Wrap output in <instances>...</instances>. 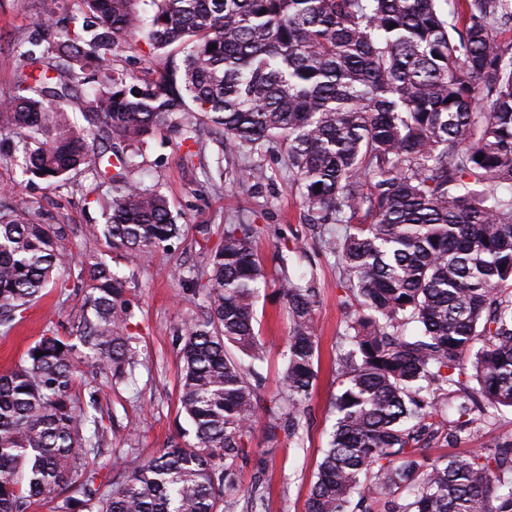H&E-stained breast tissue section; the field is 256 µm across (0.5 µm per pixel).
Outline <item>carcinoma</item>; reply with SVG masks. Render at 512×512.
<instances>
[{
	"label": "carcinoma",
	"instance_id": "cac0c4a2",
	"mask_svg": "<svg viewBox=\"0 0 512 512\" xmlns=\"http://www.w3.org/2000/svg\"><path fill=\"white\" fill-rule=\"evenodd\" d=\"M0 96V159L62 187L109 185L104 233L149 255L180 227L160 190L131 182L165 131L199 156L200 125L270 179L263 153L285 146L288 181L328 239L355 300L340 337L330 440L307 512H512V437L430 460L512 410V0H42ZM145 37L166 56L134 79L119 45ZM76 104L93 120L70 118ZM483 159L478 161L476 156ZM260 227L224 225L202 292L208 312L181 335L179 403L195 443H175L120 483L85 461L104 425L74 398V354L116 382L138 364L127 277L86 268L92 315L73 344L50 330L0 374V512H223L238 493L254 424L295 443L316 381V292L282 261L287 398L261 399L245 359L264 357L256 302L267 273ZM62 228L33 205L0 203V327L65 264ZM234 347L239 356L228 353ZM43 355H37V352ZM93 426V436L87 435Z\"/></svg>",
	"mask_w": 512,
	"mask_h": 512
}]
</instances>
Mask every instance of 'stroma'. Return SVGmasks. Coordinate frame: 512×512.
Listing matches in <instances>:
<instances>
[{
	"mask_svg": "<svg viewBox=\"0 0 512 512\" xmlns=\"http://www.w3.org/2000/svg\"><path fill=\"white\" fill-rule=\"evenodd\" d=\"M40 11L41 0H0V91L10 86L15 49L32 30ZM199 136L203 168L187 166L183 149L169 135L150 140L138 167L129 174L130 181L158 187L181 216L179 237L148 257L113 250L103 236L105 218L96 198L107 190L94 188L91 176L55 189L40 181L27 182L18 167L0 163V189L8 191L13 205L37 202L47 223L62 226L69 254L68 264L59 272L62 285H49L9 332H0V373L14 368L47 327L62 336L75 334L86 311L89 286L82 264L88 257H101L112 269L130 277L128 297L142 351L132 381L114 384L86 366L74 387L83 401L96 394L106 427L98 452L87 459L88 468L108 463L112 478H120L169 445L183 442L188 423L178 401L183 366L179 336L186 323L206 312L199 285L207 279L209 251L221 242L225 225L241 218L259 225L262 232L255 249L269 281L256 304L255 330L266 343L265 358L257 365L263 377L262 396L284 392L283 350L289 321L277 295L281 266L305 275L317 293L314 319L319 359L310 416L299 443H288L283 437L268 439L262 427H255L252 452L238 471L237 483L247 491L255 479H264V512H306L309 490L335 422L331 402L342 389L336 375V352L353 299L342 288L341 266L320 226L309 223L290 187L285 149L273 148L265 158L272 172L270 180L239 186L224 170L247 165L246 156L225 158L218 135L208 126H201ZM507 436H512L510 409L489 421L481 436L455 445L432 443L423 453L433 460L461 458L470 449Z\"/></svg>",
	"mask_w": 512,
	"mask_h": 512,
	"instance_id": "1",
	"label": "stroma"
}]
</instances>
